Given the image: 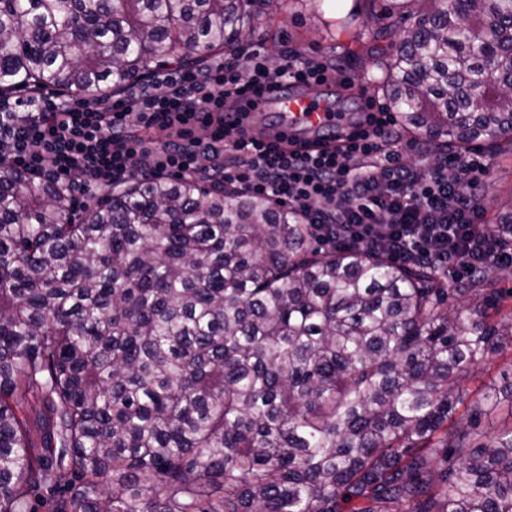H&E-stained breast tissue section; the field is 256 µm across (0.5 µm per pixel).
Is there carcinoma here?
Here are the masks:
<instances>
[{"mask_svg": "<svg viewBox=\"0 0 512 512\" xmlns=\"http://www.w3.org/2000/svg\"><path fill=\"white\" fill-rule=\"evenodd\" d=\"M259 3L0 0V99L231 53ZM385 18L409 23L379 62L403 133L512 142V0ZM489 283L336 251L194 179L76 218L0 159V512H512V427L480 429L500 398L465 386L512 347Z\"/></svg>", "mask_w": 512, "mask_h": 512, "instance_id": "obj_1", "label": "carcinoma"}]
</instances>
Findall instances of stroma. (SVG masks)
I'll return each mask as SVG.
<instances>
[{"label": "stroma", "mask_w": 512, "mask_h": 512, "mask_svg": "<svg viewBox=\"0 0 512 512\" xmlns=\"http://www.w3.org/2000/svg\"><path fill=\"white\" fill-rule=\"evenodd\" d=\"M387 0H357L358 18L351 24L340 22L332 0H285L270 6L250 33L241 38V49L263 47L264 51L301 54L335 62L355 86H323V98L331 109L351 113L359 104L358 89L381 104L389 99L379 87L382 71L376 64L379 52L388 49V39L379 38L382 26L376 17ZM488 171L481 178L485 223H496L499 215L512 209V144L500 143L497 152H484Z\"/></svg>", "instance_id": "obj_1"}]
</instances>
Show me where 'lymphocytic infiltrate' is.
Masks as SVG:
<instances>
[{"label": "lymphocytic infiltrate", "mask_w": 512, "mask_h": 512, "mask_svg": "<svg viewBox=\"0 0 512 512\" xmlns=\"http://www.w3.org/2000/svg\"><path fill=\"white\" fill-rule=\"evenodd\" d=\"M336 74L328 62L296 52L273 67L256 48L157 73L116 100L40 94L0 100V157L86 199L137 176L196 174L287 203L326 244L430 262L451 277L511 268L512 247H503L481 219L478 176L487 165L479 151L425 170L402 162L395 117L372 102L331 129L332 146L317 149L246 138L244 112L239 126L225 122V110L238 109L251 88L321 85ZM198 128L206 139L195 137ZM150 129L167 132V140L145 139Z\"/></svg>", "instance_id": "lymphocytic-infiltrate-1"}]
</instances>
